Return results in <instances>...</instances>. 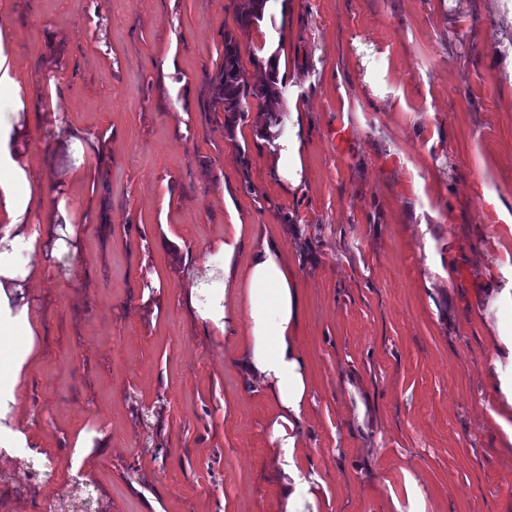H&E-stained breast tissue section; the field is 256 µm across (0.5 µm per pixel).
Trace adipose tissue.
Wrapping results in <instances>:
<instances>
[{"label":"adipose tissue","mask_w":512,"mask_h":512,"mask_svg":"<svg viewBox=\"0 0 512 512\" xmlns=\"http://www.w3.org/2000/svg\"><path fill=\"white\" fill-rule=\"evenodd\" d=\"M23 75L0 55V462L9 463L28 446L15 412L19 385L42 352V325L32 295L34 284L77 254L80 227L62 183L42 177L44 158L29 146L35 114ZM300 127L289 124L277 137L276 172L289 185L302 179ZM244 227L232 225L207 255L203 277L193 279L186 302L193 319L218 332L245 322L240 359L278 412L271 423L272 459L279 476L283 512H319L322 479L308 473L297 426L309 399L310 381L297 334L302 294L295 269L279 247L262 242L244 273L235 257ZM486 311L495 336L492 377L505 401L496 420L512 446V273L486 281Z\"/></svg>","instance_id":"adipose-tissue-1"}]
</instances>
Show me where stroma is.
<instances>
[{"instance_id": "1", "label": "stroma", "mask_w": 512, "mask_h": 512, "mask_svg": "<svg viewBox=\"0 0 512 512\" xmlns=\"http://www.w3.org/2000/svg\"><path fill=\"white\" fill-rule=\"evenodd\" d=\"M0 0V50L38 110L85 136L66 193L79 256L35 290L42 355L20 385L30 451L0 512H280L276 406L238 364L243 330L189 315L187 274L231 224L276 240L303 293L311 399L298 426L322 512H506L512 449L483 261L512 265V0ZM248 80L273 56L305 179L277 176L265 114L214 102L224 35ZM102 444L73 456L81 431ZM235 11L237 22L241 28L248 29L262 22L268 11L271 0H239Z\"/></svg>"}]
</instances>
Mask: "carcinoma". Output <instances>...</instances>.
Returning <instances> with one entry per match:
<instances>
[{
  "label": "carcinoma",
  "instance_id": "cac0c4a2",
  "mask_svg": "<svg viewBox=\"0 0 512 512\" xmlns=\"http://www.w3.org/2000/svg\"><path fill=\"white\" fill-rule=\"evenodd\" d=\"M270 0H240L235 11L237 22L243 29H248L263 21L268 11ZM216 103L223 105L224 124L231 128L236 117L242 112L243 103L251 97L257 100L267 114L266 126L281 124L277 109L280 92L273 74L266 73L256 82H249L244 75L238 42L235 37L224 33V64L215 78Z\"/></svg>",
  "mask_w": 512,
  "mask_h": 512
}]
</instances>
